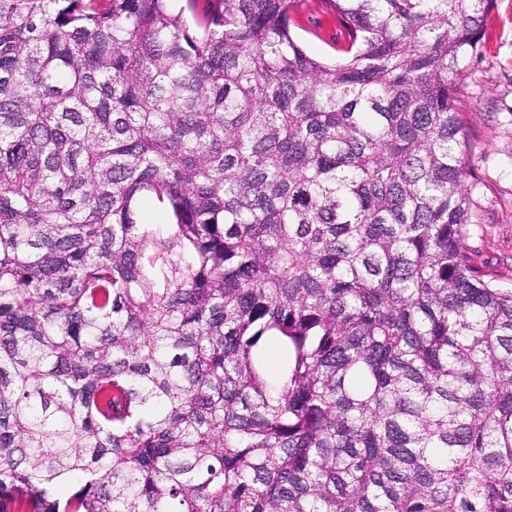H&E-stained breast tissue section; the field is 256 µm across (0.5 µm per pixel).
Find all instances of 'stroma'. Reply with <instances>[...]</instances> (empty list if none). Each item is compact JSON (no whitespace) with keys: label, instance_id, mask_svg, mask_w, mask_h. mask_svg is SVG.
Instances as JSON below:
<instances>
[{"label":"stroma","instance_id":"1","mask_svg":"<svg viewBox=\"0 0 512 512\" xmlns=\"http://www.w3.org/2000/svg\"><path fill=\"white\" fill-rule=\"evenodd\" d=\"M335 28L333 17L314 9L293 34L310 54L334 61ZM457 96L471 149L465 243L482 271L512 288V0H493Z\"/></svg>","mask_w":512,"mask_h":512}]
</instances>
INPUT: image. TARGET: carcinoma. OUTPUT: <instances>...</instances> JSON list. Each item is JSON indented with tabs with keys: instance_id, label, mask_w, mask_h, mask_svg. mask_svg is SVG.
<instances>
[{
	"instance_id": "obj_1",
	"label": "carcinoma",
	"mask_w": 512,
	"mask_h": 512,
	"mask_svg": "<svg viewBox=\"0 0 512 512\" xmlns=\"http://www.w3.org/2000/svg\"><path fill=\"white\" fill-rule=\"evenodd\" d=\"M318 2L0 0V512H512L492 0ZM457 96L471 149L465 243L498 286L512 288V0H493ZM299 20V26L293 27L292 32L307 52L328 61L340 58L332 48L333 37L336 36V19L321 13L313 6ZM314 21L320 24V28L315 26Z\"/></svg>"
}]
</instances>
